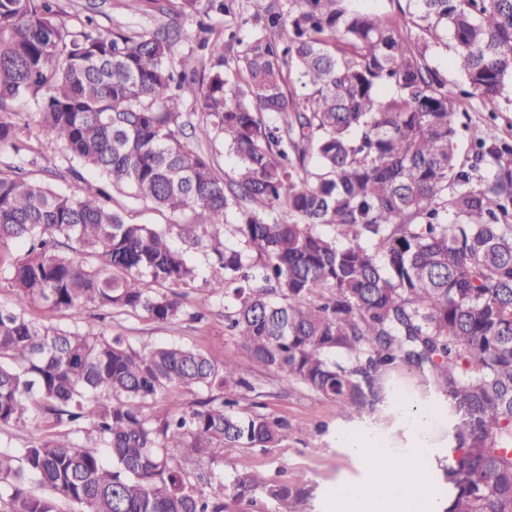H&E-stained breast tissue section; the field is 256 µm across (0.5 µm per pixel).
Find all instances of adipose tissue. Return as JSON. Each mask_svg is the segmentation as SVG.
Instances as JSON below:
<instances>
[{
	"label": "adipose tissue",
	"instance_id": "adipose-tissue-1",
	"mask_svg": "<svg viewBox=\"0 0 512 512\" xmlns=\"http://www.w3.org/2000/svg\"><path fill=\"white\" fill-rule=\"evenodd\" d=\"M392 412L404 445L368 420L337 430V447L359 465L362 478L329 485L326 498L333 512H443L428 476L438 431L447 420L445 405L431 396L419 400L405 394Z\"/></svg>",
	"mask_w": 512,
	"mask_h": 512
}]
</instances>
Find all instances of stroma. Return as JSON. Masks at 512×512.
Wrapping results in <instances>:
<instances>
[{
	"instance_id": "35a3bbf8",
	"label": "stroma",
	"mask_w": 512,
	"mask_h": 512,
	"mask_svg": "<svg viewBox=\"0 0 512 512\" xmlns=\"http://www.w3.org/2000/svg\"><path fill=\"white\" fill-rule=\"evenodd\" d=\"M269 0H237L235 13H198L184 16L180 13L179 0H167L166 11L155 9L152 0H139L130 5L129 0H57L60 16L68 26L79 28L86 16H93L101 31L154 30L171 22L182 28L181 38L172 46L168 63L179 66L182 59L193 57L199 69L209 66V58L199 48L201 39L226 36L228 29L243 25L245 21L267 7ZM38 131H31L23 169L29 178L49 183L55 189L71 192L81 186H99L101 180L92 169H82L81 179H74L69 171L68 152L61 147L51 151L41 150ZM34 321L47 325H80L112 336L122 334L140 348L165 342L185 343L200 348L217 360L237 354L235 341L224 334V319L219 312H212L207 320L196 323L179 321L161 324L145 316L110 314L94 306L78 307L63 311H49L35 304L29 308ZM254 385L248 403L258 404L261 412L286 418L289 424L288 440L281 447L264 452L258 449L243 450L232 454L220 467L224 480H233L239 474L253 469H266L279 479H292L300 470L306 471L319 490L312 502L313 512H327L324 490L336 479H356L360 472L336 445L337 428L346 423H359V416L346 419L336 414L329 402L312 391L298 386H284L273 375L254 372L249 361H242Z\"/></svg>"
}]
</instances>
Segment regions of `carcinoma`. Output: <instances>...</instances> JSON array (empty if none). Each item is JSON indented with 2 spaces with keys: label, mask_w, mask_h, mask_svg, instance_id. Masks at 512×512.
I'll return each instance as SVG.
<instances>
[{
  "label": "carcinoma",
  "mask_w": 512,
  "mask_h": 512,
  "mask_svg": "<svg viewBox=\"0 0 512 512\" xmlns=\"http://www.w3.org/2000/svg\"><path fill=\"white\" fill-rule=\"evenodd\" d=\"M53 0H0V146H19L13 102L34 100L53 150L114 189L186 218L132 224L90 189L61 193L0 170V512H308L316 486L262 471L226 483L235 451L288 440V420L241 407L254 390L234 357L135 347L91 327L29 318L95 305L158 323L200 322L184 303L200 269L251 366L300 384L337 414L389 418L405 365L448 405L453 443L433 476L444 512H512V136L472 123L512 83V0H278L210 65L175 75L169 35L72 29ZM452 52L459 79L433 63ZM307 92L288 94L291 75ZM198 81L192 135L220 138L229 182L182 141L181 89ZM179 237L186 247L172 243ZM27 244L15 257L12 243ZM208 393L148 413L161 396ZM188 254L201 269V275L194 283L195 289H187V291L190 293V299H202L206 294V281L210 280L215 272V269L212 267V265H210L206 255L203 252L191 250L188 252Z\"/></svg>",
  "instance_id": "1"
}]
</instances>
